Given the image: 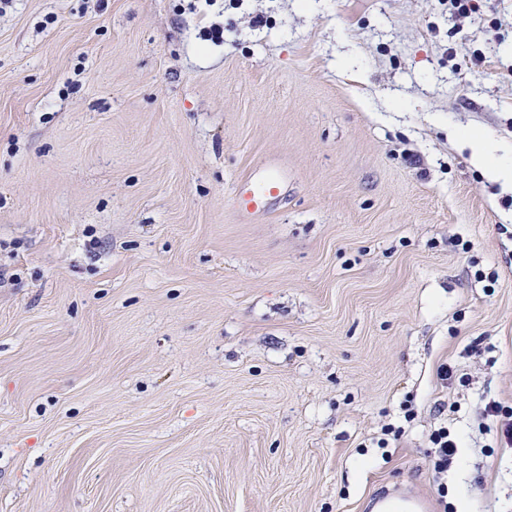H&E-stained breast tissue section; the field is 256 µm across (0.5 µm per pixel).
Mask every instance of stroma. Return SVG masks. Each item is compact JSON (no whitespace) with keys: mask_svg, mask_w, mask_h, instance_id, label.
<instances>
[{"mask_svg":"<svg viewBox=\"0 0 512 512\" xmlns=\"http://www.w3.org/2000/svg\"><path fill=\"white\" fill-rule=\"evenodd\" d=\"M477 5L0 2V512H512V190L455 137L512 142V0ZM278 188L279 183L270 178L261 181L257 185L250 184L248 188L239 192L236 198L237 205L246 212L258 211L262 208L264 200L276 192ZM433 447L436 448L437 458L434 462L435 469L439 472H447L448 463L454 458L457 453V442L451 436L448 427H441L432 435L431 439ZM379 501H386L391 509L389 512H426L429 507L427 497L417 492L410 494H398L390 491H385L379 496ZM418 508V511H405L404 509L409 505Z\"/></svg>","mask_w":512,"mask_h":512,"instance_id":"35a3bbf8","label":"stroma"}]
</instances>
